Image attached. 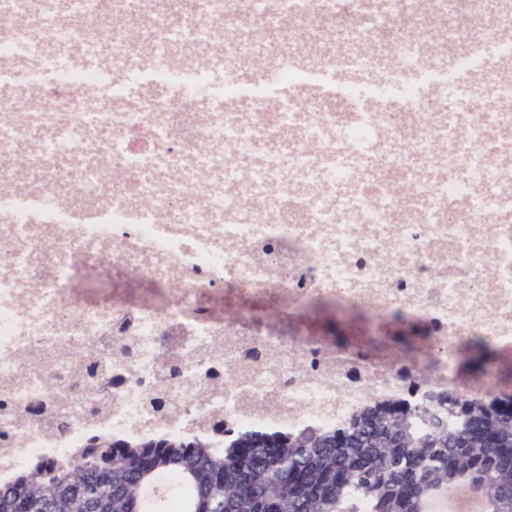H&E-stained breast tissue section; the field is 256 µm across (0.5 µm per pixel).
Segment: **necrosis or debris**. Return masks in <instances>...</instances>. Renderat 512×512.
<instances>
[{
  "instance_id": "4bbe7bcc",
  "label": "necrosis or debris",
  "mask_w": 512,
  "mask_h": 512,
  "mask_svg": "<svg viewBox=\"0 0 512 512\" xmlns=\"http://www.w3.org/2000/svg\"><path fill=\"white\" fill-rule=\"evenodd\" d=\"M295 0L300 38L346 34L378 94L352 109L355 83L324 90L331 67L267 64L303 111L285 117L246 94L241 59L281 21L253 0H83L80 26L60 0L29 25L0 9V483L45 458L78 457L88 439L189 436L225 426L332 427L426 387L512 399L498 369L463 372L457 347L478 336L512 365V97L500 62L512 0L485 28L455 35L466 93L493 102L449 118L443 60L408 57L450 14L482 0ZM196 14L183 45L223 34L224 81L195 58L129 49L122 19ZM391 39L390 62L358 54ZM106 46L103 66L41 73L58 46ZM420 81L390 79L403 67ZM139 89L126 106L129 85ZM249 95V110L237 106ZM218 104L204 112L200 101ZM272 164L293 169L260 187ZM112 280L102 300L78 273ZM430 355L414 381L406 344ZM71 422L53 430L48 416Z\"/></svg>"
}]
</instances>
